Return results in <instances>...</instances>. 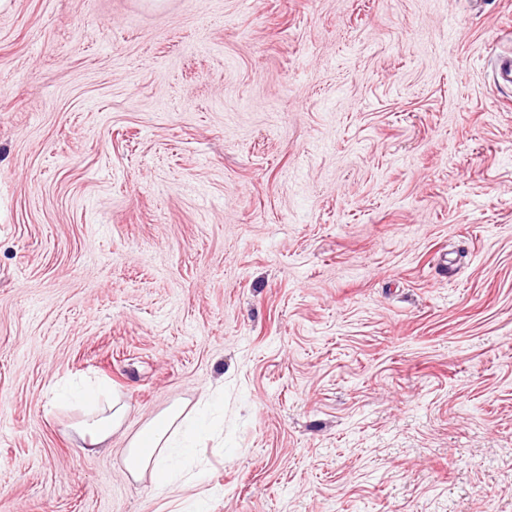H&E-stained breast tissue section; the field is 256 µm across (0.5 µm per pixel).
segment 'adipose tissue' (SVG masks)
Masks as SVG:
<instances>
[{
  "mask_svg": "<svg viewBox=\"0 0 512 512\" xmlns=\"http://www.w3.org/2000/svg\"><path fill=\"white\" fill-rule=\"evenodd\" d=\"M78 423L83 441L92 448L105 447L113 430L125 418L126 405L119 396H107L105 387L91 388L80 397ZM204 421L193 420L171 409L147 422L124 449V468L129 477H150L159 493L167 494L185 479L188 454L204 433Z\"/></svg>",
  "mask_w": 512,
  "mask_h": 512,
  "instance_id": "ef3b65f1",
  "label": "adipose tissue"
}]
</instances>
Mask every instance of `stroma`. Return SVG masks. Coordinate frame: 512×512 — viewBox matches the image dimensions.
Masks as SVG:
<instances>
[{
  "label": "stroma",
  "mask_w": 512,
  "mask_h": 512,
  "mask_svg": "<svg viewBox=\"0 0 512 512\" xmlns=\"http://www.w3.org/2000/svg\"><path fill=\"white\" fill-rule=\"evenodd\" d=\"M512 0L0 9V512H512ZM127 406L87 453L71 382ZM206 429L204 421H195L171 409L147 422L124 449V468L129 477L150 475L160 494L175 488L188 474V454Z\"/></svg>",
  "instance_id": "1"
}]
</instances>
